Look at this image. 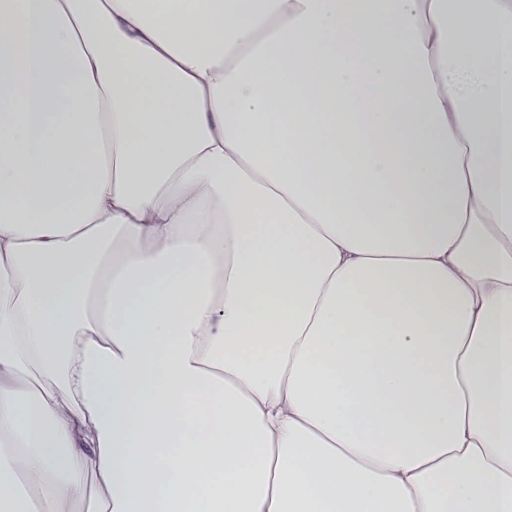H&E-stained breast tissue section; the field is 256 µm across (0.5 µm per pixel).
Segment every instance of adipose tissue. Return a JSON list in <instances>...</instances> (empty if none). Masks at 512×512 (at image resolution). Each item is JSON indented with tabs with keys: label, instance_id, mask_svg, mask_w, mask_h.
Listing matches in <instances>:
<instances>
[{
	"label": "adipose tissue",
	"instance_id": "obj_1",
	"mask_svg": "<svg viewBox=\"0 0 512 512\" xmlns=\"http://www.w3.org/2000/svg\"><path fill=\"white\" fill-rule=\"evenodd\" d=\"M81 504L512 512V0H0V512Z\"/></svg>",
	"mask_w": 512,
	"mask_h": 512
}]
</instances>
